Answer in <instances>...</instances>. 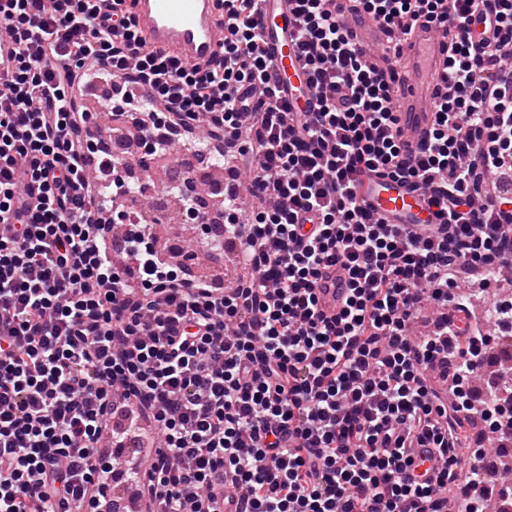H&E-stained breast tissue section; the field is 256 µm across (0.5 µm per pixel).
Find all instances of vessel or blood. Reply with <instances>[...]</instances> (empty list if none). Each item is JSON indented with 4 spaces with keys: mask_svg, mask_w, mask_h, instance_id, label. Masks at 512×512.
I'll return each instance as SVG.
<instances>
[{
    "mask_svg": "<svg viewBox=\"0 0 512 512\" xmlns=\"http://www.w3.org/2000/svg\"><path fill=\"white\" fill-rule=\"evenodd\" d=\"M139 23L155 47L175 50L190 64L214 57L224 41V30L214 0H135ZM346 31L367 56H379L386 46L382 28L365 13L342 12ZM257 32L270 58L284 96L298 111L311 112L316 99L308 89L307 77L293 41L295 19L288 0H259ZM407 78L399 84L394 105L409 148H417L430 127L437 85L444 76L447 50L443 33L436 26H418L401 44ZM361 194L372 217L387 224H430L433 210L420 192L400 180L373 177L364 181ZM347 293L346 274L341 266L322 269L317 290L318 308L333 315ZM413 460L410 480L424 482L436 475L438 463L426 448L410 449Z\"/></svg>",
    "mask_w": 512,
    "mask_h": 512,
    "instance_id": "obj_1",
    "label": "vessel or blood"
}]
</instances>
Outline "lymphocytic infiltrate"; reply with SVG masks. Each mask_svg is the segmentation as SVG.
Returning a JSON list of instances; mask_svg holds the SVG:
<instances>
[{
    "label": "lymphocytic infiltrate",
    "mask_w": 512,
    "mask_h": 512,
    "mask_svg": "<svg viewBox=\"0 0 512 512\" xmlns=\"http://www.w3.org/2000/svg\"><path fill=\"white\" fill-rule=\"evenodd\" d=\"M258 0H215L224 44L187 64L150 47L132 0H0L13 43L0 76V512H116L109 481L134 485L143 512H484L492 480L464 473L470 416L512 431L498 396L468 388L491 338L456 273L512 259V0H353L400 43L444 28L447 81L417 153L392 108L401 57L365 64L322 8L290 0L295 45L318 99L294 111L256 34ZM495 20L492 37L471 26ZM148 85L158 111L138 142L252 163L243 208L225 197L224 233L246 273L231 287L188 279L127 230L138 278L112 256L107 196L85 169L100 117L75 109L93 64ZM423 191L436 221L379 224L365 177ZM349 293L317 310L322 267ZM441 314L411 338L417 312ZM430 448L433 481L406 478Z\"/></svg>",
    "instance_id": "lymphocytic-infiltrate-1"
}]
</instances>
